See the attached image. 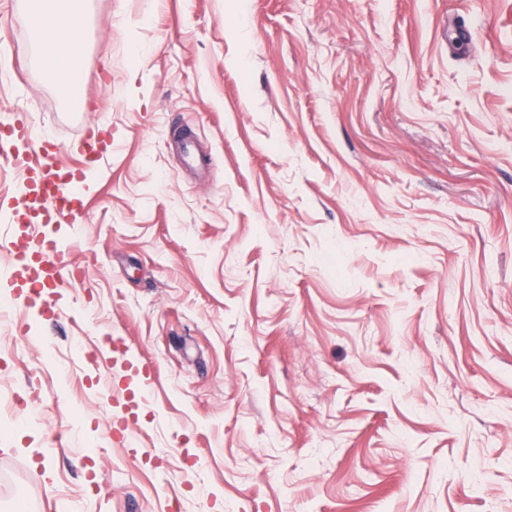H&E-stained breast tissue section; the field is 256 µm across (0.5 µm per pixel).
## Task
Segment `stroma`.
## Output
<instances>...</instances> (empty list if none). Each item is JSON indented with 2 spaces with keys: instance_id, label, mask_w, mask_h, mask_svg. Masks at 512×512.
Listing matches in <instances>:
<instances>
[{
  "instance_id": "stroma-1",
  "label": "stroma",
  "mask_w": 512,
  "mask_h": 512,
  "mask_svg": "<svg viewBox=\"0 0 512 512\" xmlns=\"http://www.w3.org/2000/svg\"><path fill=\"white\" fill-rule=\"evenodd\" d=\"M86 9L78 126L0 0V125L112 131L77 223H0V512H512V0ZM16 260L21 262L19 275L30 286L29 291L40 297L49 291L63 288L70 277L72 253L69 248H60L50 239L20 245L14 242Z\"/></svg>"
}]
</instances>
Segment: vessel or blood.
<instances>
[{
	"mask_svg": "<svg viewBox=\"0 0 512 512\" xmlns=\"http://www.w3.org/2000/svg\"><path fill=\"white\" fill-rule=\"evenodd\" d=\"M112 144V135L96 128L82 133L69 148L81 153L101 150ZM60 150L47 148L42 139L22 121L0 128V158L20 170L25 190L18 199L24 217L38 224H56L82 208L77 193L79 170L60 162ZM20 277L45 295L64 287L70 276L72 253L50 239L18 246Z\"/></svg>",
	"mask_w": 512,
	"mask_h": 512,
	"instance_id": "obj_1",
	"label": "vessel or blood"
}]
</instances>
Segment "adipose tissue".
I'll use <instances>...</instances> for the list:
<instances>
[{"mask_svg":"<svg viewBox=\"0 0 512 512\" xmlns=\"http://www.w3.org/2000/svg\"><path fill=\"white\" fill-rule=\"evenodd\" d=\"M24 9L40 47L38 67L56 77L58 96L70 100L78 79V38L86 26L78 0H24Z\"/></svg>","mask_w":512,"mask_h":512,"instance_id":"obj_1","label":"adipose tissue"}]
</instances>
